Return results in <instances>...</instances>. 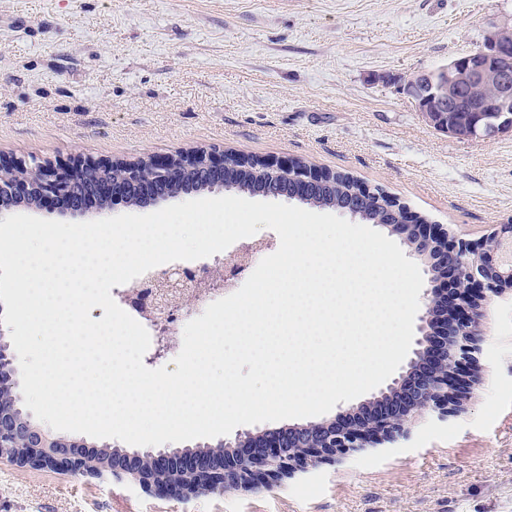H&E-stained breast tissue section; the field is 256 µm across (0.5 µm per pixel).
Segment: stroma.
<instances>
[{
	"instance_id": "35a3bbf8",
	"label": "stroma",
	"mask_w": 512,
	"mask_h": 512,
	"mask_svg": "<svg viewBox=\"0 0 512 512\" xmlns=\"http://www.w3.org/2000/svg\"><path fill=\"white\" fill-rule=\"evenodd\" d=\"M510 23L512 0H0V160L302 158L477 241L512 224V135L435 130L402 85ZM481 330L482 384L400 453L184 499L0 459V512H512V293Z\"/></svg>"
}]
</instances>
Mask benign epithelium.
<instances>
[{"label":"benign epithelium","mask_w":512,"mask_h":512,"mask_svg":"<svg viewBox=\"0 0 512 512\" xmlns=\"http://www.w3.org/2000/svg\"><path fill=\"white\" fill-rule=\"evenodd\" d=\"M512 26L494 31L480 49L409 78L403 91L436 129L460 139L491 140L512 133ZM474 84L493 89L490 104L466 105L458 87ZM272 178L290 181L287 199H307L309 192L332 172L297 167L296 161L259 159ZM195 167L214 178L212 190L224 189V169L251 170L245 154L222 155L211 149L182 152L163 159L148 156L143 163L123 165L120 178L112 177V162L77 157L52 165L26 160L0 164V215L13 207L34 208L56 197L76 201V189L92 187L105 204L125 203L127 195L145 182L172 180L181 168ZM356 194H371L381 208L399 211L396 223L386 225L399 234L427 268L431 287L424 293L425 311L419 317V336L403 371L380 395L356 408L341 411L331 421L290 427L282 431L246 433L224 443L220 464L207 454L177 449H148L121 457H106L90 466L86 444L55 435L10 407L0 406V458L20 469L50 470L90 478L110 476L130 480L159 498H185L203 492L260 490L280 486L297 474L324 464L344 462L361 452H388L407 439L413 417L432 411L446 420L461 412L463 397L482 383L475 371L480 351L479 329L483 302L512 290V265L498 259L504 243H512V224H501L490 236L456 241L440 224H423L397 199L381 190L359 186ZM256 246L225 262L224 271H211L203 280L151 273L147 281L154 298L146 302L149 318L160 330L165 348L175 341L171 324L182 310L224 287L249 264ZM454 288H444L447 282ZM0 391L19 393L14 356L0 344Z\"/></svg>","instance_id":"1"}]
</instances>
